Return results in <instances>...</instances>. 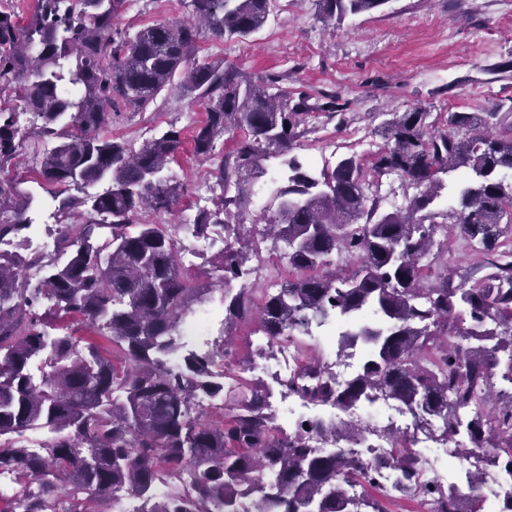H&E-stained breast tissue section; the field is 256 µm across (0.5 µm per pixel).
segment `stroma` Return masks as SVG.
<instances>
[{
    "instance_id": "obj_1",
    "label": "stroma",
    "mask_w": 512,
    "mask_h": 512,
    "mask_svg": "<svg viewBox=\"0 0 512 512\" xmlns=\"http://www.w3.org/2000/svg\"><path fill=\"white\" fill-rule=\"evenodd\" d=\"M185 15L182 0H127L116 23L133 32ZM197 46L198 59L236 66L258 82L278 78L291 95L333 96L344 119L314 114L299 140V155L313 164L370 156L382 143L376 130L386 113L421 105L443 119L512 96V0H389L384 10L336 22L322 21L313 0H272L268 22L249 38L205 34ZM205 119L202 103L165 91L146 111L121 112L108 129L134 145L156 131H179L182 145L171 168L182 189L173 213L155 215L156 223H177L195 208L198 184L213 175L212 160L197 158L191 147L192 130ZM436 236L448 242L440 267L469 284L485 276L457 226ZM222 296L213 288L199 311L213 315L214 335H227L249 379L270 381L276 360L255 352L258 321L225 329Z\"/></svg>"
}]
</instances>
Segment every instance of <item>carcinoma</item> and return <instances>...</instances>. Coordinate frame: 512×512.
<instances>
[{
	"instance_id": "1",
	"label": "carcinoma",
	"mask_w": 512,
	"mask_h": 512,
	"mask_svg": "<svg viewBox=\"0 0 512 512\" xmlns=\"http://www.w3.org/2000/svg\"><path fill=\"white\" fill-rule=\"evenodd\" d=\"M126 0H36L31 20L0 11V93L10 90L40 124L24 129L16 109L0 105V469L24 478L5 500L8 512H51L58 483L72 495L70 512H89L84 500L109 512L120 492L147 504L144 512H388L384 500L416 499L427 512H512V493L485 510L488 469L512 487V97L488 112H450L427 122L420 107L394 112L377 129L383 144L371 169L396 175L418 193L405 209H382L365 192L366 172L355 155L319 170L292 154L310 115L338 112L306 95L269 92L231 65L196 59L202 31L246 38L260 30L270 0H183L196 21L165 20L134 33L115 26ZM326 22L372 13L389 0H314ZM205 104L193 153L216 161L219 194L213 209L178 221L196 238L243 223L248 179L272 178L278 200L260 237L281 241L288 279L258 292L250 256L223 247L215 267L224 289V324L260 316L263 357L283 340L305 352L312 325L336 324V358L358 349L359 371L342 382L314 357L280 384L333 405L336 420L295 425L275 435L276 415L258 383L238 392L224 386L236 355L215 341L209 354L184 350L181 325L202 302L203 289L180 269V243L169 224L134 222L140 212H172L181 184L170 163L181 145L168 130L134 148L103 134L112 111L143 112L163 90ZM232 149L220 155L216 142ZM40 157L39 187L52 185L57 224L49 255L26 257L37 201L11 170L25 149ZM76 190L78 195L70 194ZM448 190V206L431 205ZM460 227L490 272L471 286L439 273L422 287V263L445 243L436 230ZM351 257L356 267L338 270ZM35 271L36 287L21 272ZM241 281L234 290L228 287ZM111 344L112 353L72 332L50 336L36 312L41 302ZM46 372L33 385L29 366ZM394 400L436 442L466 432L456 459L474 462L475 496L426 476L428 458L399 439L393 460H362L344 448L320 452L322 440L353 443L370 430L341 415L361 404ZM168 482L155 499L161 473ZM390 482L397 494L358 498L347 485L371 492Z\"/></svg>"
}]
</instances>
